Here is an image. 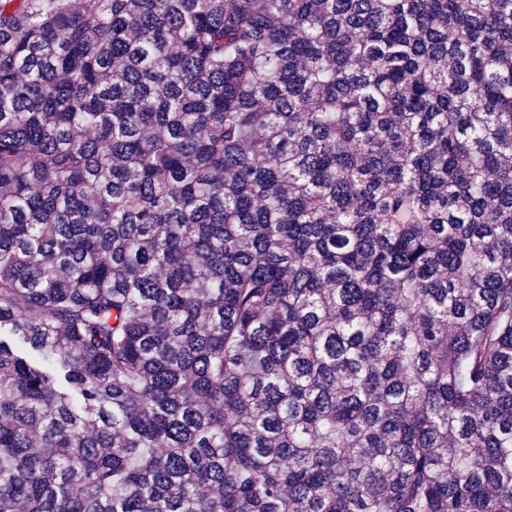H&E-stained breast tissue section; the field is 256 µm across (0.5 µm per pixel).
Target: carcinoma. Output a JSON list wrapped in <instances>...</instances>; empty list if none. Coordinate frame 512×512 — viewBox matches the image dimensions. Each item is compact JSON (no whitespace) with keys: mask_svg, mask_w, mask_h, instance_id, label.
Listing matches in <instances>:
<instances>
[{"mask_svg":"<svg viewBox=\"0 0 512 512\" xmlns=\"http://www.w3.org/2000/svg\"><path fill=\"white\" fill-rule=\"evenodd\" d=\"M0 512H512V0H0Z\"/></svg>","mask_w":512,"mask_h":512,"instance_id":"obj_1","label":"carcinoma"}]
</instances>
